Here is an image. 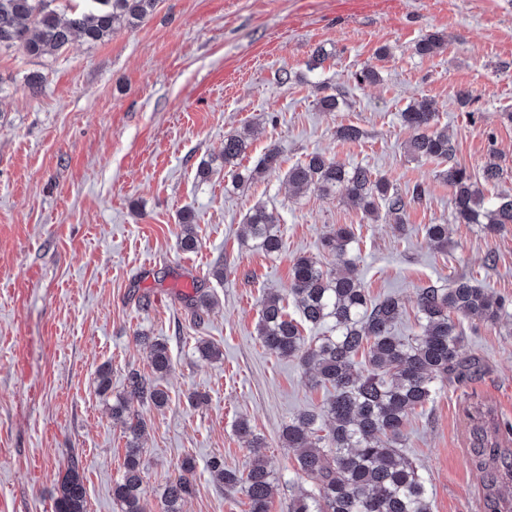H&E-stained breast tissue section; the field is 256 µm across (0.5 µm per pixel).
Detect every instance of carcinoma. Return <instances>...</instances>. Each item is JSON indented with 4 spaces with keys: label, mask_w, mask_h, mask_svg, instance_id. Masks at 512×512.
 Instances as JSON below:
<instances>
[{
    "label": "carcinoma",
    "mask_w": 512,
    "mask_h": 512,
    "mask_svg": "<svg viewBox=\"0 0 512 512\" xmlns=\"http://www.w3.org/2000/svg\"><path fill=\"white\" fill-rule=\"evenodd\" d=\"M155 5L156 0H90L81 9L61 13L49 8L48 0H0V49L17 47L30 56L42 57L62 49L75 35L88 43H103L118 28L144 22ZM442 46V38L431 36L421 40L416 51L430 56ZM401 116L414 131L408 154L452 159L454 144L447 129L436 125L432 100L409 103ZM249 147L247 138L225 135L224 166H234ZM278 165V152L270 148L248 174H232L226 189L238 190ZM444 176L453 189L458 223L482 224L489 231L512 224V192L488 199L481 188L484 183L501 179L497 163H487L478 177L459 165L449 166ZM286 180L296 195L310 190L339 194L369 215L378 213L382 206L385 216L395 224L405 223L410 204L427 195V189L416 184L410 196L404 197L385 176L370 168L347 166L319 152L288 168ZM191 219L189 211L182 216L185 235L181 247L186 251L198 245ZM245 224L247 236L256 247L268 254L280 251V217L264 204L250 208ZM426 236L444 246L448 244V225L429 224ZM352 239V231L343 226L327 234L323 247L336 257L332 269L323 268L309 256L297 258L292 267L290 291L302 318L313 325L331 324V334L308 342L299 325L288 318L277 294L265 299L257 324V335L265 347L280 356L298 359L314 384L333 389L323 409L298 413L282 430L283 446L301 449L299 472L315 487L293 498L288 512H431L425 482L400 451L405 421L448 379L463 378L480 366L475 358H460L462 334L451 314L493 324L501 319L505 304L465 277L446 288L428 285L418 293L421 334L411 339L397 336L394 328L401 314L399 302L393 298L367 301L358 277V257L350 248ZM364 347L367 360L360 367L355 358ZM150 354L155 372L170 371L172 357L167 343H151ZM143 399L163 407L169 395L160 385L148 384L132 372L127 395L112 404V418L125 423L131 436L123 477L112 489L120 512H143L139 439L144 425L138 420L126 421L129 404ZM468 417L471 460L488 475L486 508L488 512H502L494 487L503 479L512 480V448L502 447L500 425L491 408H475ZM323 429L326 434L316 436ZM192 469V464L186 463L183 474L168 484L165 512H182V504L194 492L188 477ZM209 469L224 489L239 488L245 493L249 512H268L273 479L262 458L254 459L245 474L224 468V459L219 457L212 458ZM55 512H86V490L76 462L63 478Z\"/></svg>",
    "instance_id": "carcinoma-1"
}]
</instances>
